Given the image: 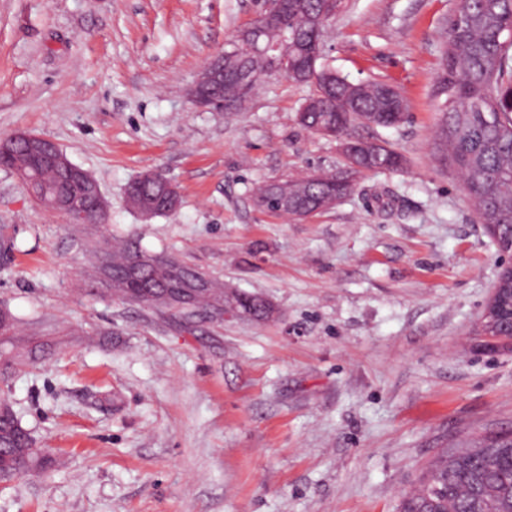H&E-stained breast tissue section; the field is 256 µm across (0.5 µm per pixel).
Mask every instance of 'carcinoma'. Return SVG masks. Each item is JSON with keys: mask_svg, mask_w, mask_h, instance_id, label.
Here are the masks:
<instances>
[{"mask_svg": "<svg viewBox=\"0 0 512 512\" xmlns=\"http://www.w3.org/2000/svg\"><path fill=\"white\" fill-rule=\"evenodd\" d=\"M326 0H294L288 15V42L314 60L310 73L290 77L311 87L312 93L298 123L316 134L343 138L356 125L393 127L402 121L398 88L379 82L354 84L321 62V35L315 18ZM460 21L451 23L448 42L436 75L438 94L445 97L443 117L436 138L438 159L453 166L463 177L474 211L486 229L495 231L498 249L512 247V0H460ZM404 158L385 145L360 148L346 158L348 170L370 172L397 170ZM0 167L25 170L37 190L51 197L69 186L67 173L59 168L33 165L27 148L19 144L0 154ZM343 172H316L288 178L293 202L314 210L321 199L335 192ZM150 175L130 184L127 195L136 205L155 215L169 212L170 193ZM148 251L126 241L96 252L97 270L109 291L128 298L132 288H164L175 282L193 287L198 269L166 253L155 268L146 269L138 282L126 278V270L139 265ZM226 301L248 320L270 316V306L260 297L233 293L224 284L208 281V289L195 295L194 304L206 309ZM485 336H512V321L505 319L490 327L480 322ZM19 420L0 418V481L7 482L45 463L36 442L19 433ZM401 512H512V436L484 441L471 439L463 448H444L428 463L418 488L402 503Z\"/></svg>", "mask_w": 512, "mask_h": 512, "instance_id": "obj_1", "label": "carcinoma"}]
</instances>
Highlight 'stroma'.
Listing matches in <instances>:
<instances>
[{
	"label": "stroma",
	"instance_id": "obj_1",
	"mask_svg": "<svg viewBox=\"0 0 512 512\" xmlns=\"http://www.w3.org/2000/svg\"><path fill=\"white\" fill-rule=\"evenodd\" d=\"M458 3L343 0L322 56L402 89V123L354 133L407 163L289 219L253 186L343 164L297 123L309 87L263 77L229 114L187 96L264 0H0V140L54 141L108 205L69 223L0 168V304L18 319L0 355L25 360L0 398L65 462L0 483V512H400L441 449L512 431V352L479 334L502 258L435 157ZM153 171L180 203L147 219L126 189ZM115 239L272 313L187 321L113 295L93 274Z\"/></svg>",
	"mask_w": 512,
	"mask_h": 512
}]
</instances>
